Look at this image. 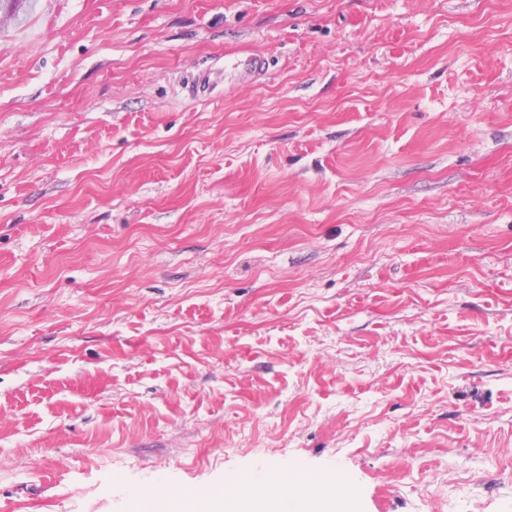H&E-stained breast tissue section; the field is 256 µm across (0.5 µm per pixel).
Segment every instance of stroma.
<instances>
[{
    "mask_svg": "<svg viewBox=\"0 0 512 512\" xmlns=\"http://www.w3.org/2000/svg\"><path fill=\"white\" fill-rule=\"evenodd\" d=\"M267 464L512 512V0L0 9V512Z\"/></svg>",
    "mask_w": 512,
    "mask_h": 512,
    "instance_id": "1",
    "label": "stroma"
}]
</instances>
